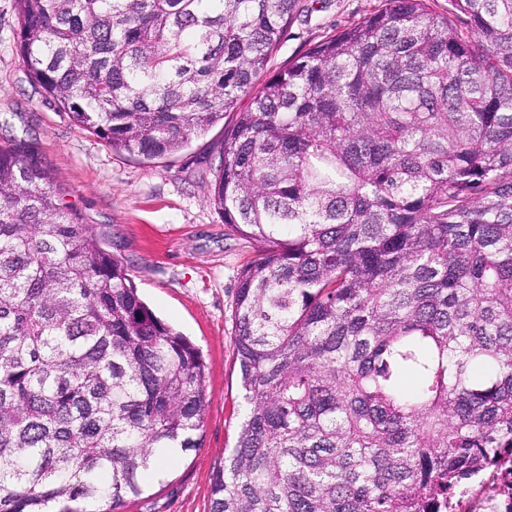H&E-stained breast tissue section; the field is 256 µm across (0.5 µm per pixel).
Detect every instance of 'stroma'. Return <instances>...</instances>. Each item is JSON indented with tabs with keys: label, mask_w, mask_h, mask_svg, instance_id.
Instances as JSON below:
<instances>
[{
	"label": "stroma",
	"mask_w": 512,
	"mask_h": 512,
	"mask_svg": "<svg viewBox=\"0 0 512 512\" xmlns=\"http://www.w3.org/2000/svg\"><path fill=\"white\" fill-rule=\"evenodd\" d=\"M383 0H297L268 67L289 60L370 16ZM14 0H0V143L32 141L62 202L121 258L140 297L198 347L206 363L201 446L169 463L162 481L128 500L124 512H209L213 473L244 416L233 310L241 266L253 245L225 225L209 197L220 162L224 116L179 153L146 160L112 152L76 126L29 76L15 48Z\"/></svg>",
	"instance_id": "obj_1"
}]
</instances>
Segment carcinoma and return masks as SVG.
Masks as SVG:
<instances>
[{
	"label": "carcinoma",
	"mask_w": 512,
	"mask_h": 512,
	"mask_svg": "<svg viewBox=\"0 0 512 512\" xmlns=\"http://www.w3.org/2000/svg\"><path fill=\"white\" fill-rule=\"evenodd\" d=\"M31 77L111 149L235 109L210 196L246 412L210 512H438L512 463V0H385L274 74L297 0H16ZM199 349L0 145V512H122L201 447Z\"/></svg>",
	"instance_id": "cac0c4a2"
}]
</instances>
